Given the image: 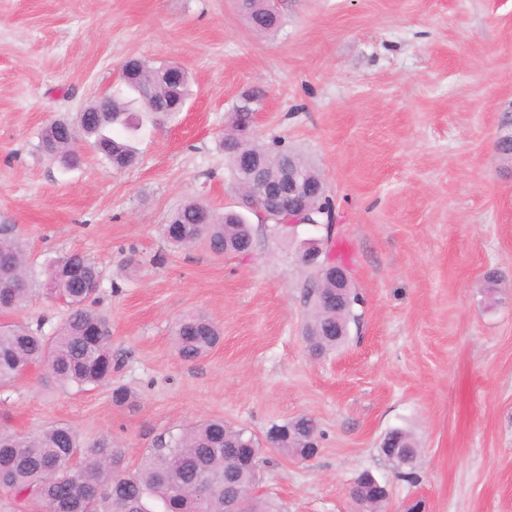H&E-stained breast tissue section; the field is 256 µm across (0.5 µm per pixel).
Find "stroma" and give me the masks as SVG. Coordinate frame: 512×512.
<instances>
[{
  "mask_svg": "<svg viewBox=\"0 0 512 512\" xmlns=\"http://www.w3.org/2000/svg\"><path fill=\"white\" fill-rule=\"evenodd\" d=\"M275 33L238 0H0V218L15 224L33 283L79 252L102 270L96 308L112 329L111 382L78 392L33 368L0 388V429L59 423L109 438L137 467L161 435L221 418L264 437L299 415L322 434L300 462L267 448L256 487L276 512H355L354 480L389 488L387 512H512V0H278ZM142 58L184 69L183 112L146 122L136 166L91 149L63 169L37 148L51 121L119 86ZM260 93L249 141L298 153L322 174L333 229L254 224L250 255L161 228L188 200L233 208L220 145L236 105ZM323 240L363 302L348 343L313 355L302 334ZM67 312L33 291L8 319L52 334ZM205 313L223 341L187 362L174 326ZM134 398L114 405L112 390ZM418 446L417 483L380 446ZM382 444H388L390 447H382L384 456L387 458V448H417V443L413 436L401 429L395 428L390 430L384 437ZM388 459V458H387ZM388 461H390L388 459ZM391 462V461H390ZM394 466V469L397 471L399 476L408 482H415L417 479L416 473L414 472V463H409L408 465H398L391 462Z\"/></svg>",
  "mask_w": 512,
  "mask_h": 512,
  "instance_id": "stroma-1",
  "label": "stroma"
}]
</instances>
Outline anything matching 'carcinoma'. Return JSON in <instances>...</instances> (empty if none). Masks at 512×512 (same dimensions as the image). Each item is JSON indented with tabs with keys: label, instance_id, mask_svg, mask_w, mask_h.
I'll list each match as a JSON object with an SVG mask.
<instances>
[{
	"label": "carcinoma",
	"instance_id": "obj_1",
	"mask_svg": "<svg viewBox=\"0 0 512 512\" xmlns=\"http://www.w3.org/2000/svg\"><path fill=\"white\" fill-rule=\"evenodd\" d=\"M242 10L253 27L273 32L282 18L269 0H243ZM122 87L96 100L78 113L76 121H53L41 133V149L63 163L77 162L78 134L94 138L93 148L114 168L136 162V153L127 140L114 138L107 130L115 124L127 132L138 130L135 114L165 112L177 114L190 95V82L184 71L178 81L165 83L161 69L139 58L124 63ZM150 83L155 99H145L140 90ZM244 151L252 154L269 175L279 172L283 159L293 160L301 173L316 184H324L319 171L306 159L288 151L247 142ZM312 222L333 224V209L327 195L309 206ZM166 242L188 247L201 241L216 253L251 250L253 237L248 218L226 210L218 216L206 204L189 200L170 213L162 227ZM26 254L13 224H0V314L21 308L32 293L26 267ZM44 283L54 286V297L67 306V314L53 335L32 330L18 323H0V387L29 368H44L64 386L83 389L99 386L112 378L111 335L108 319L95 309V295L101 277L98 265L85 255L71 253L46 266ZM311 311L304 327L311 351L320 355L342 347L349 337V325L357 323L355 306L359 293L351 287L340 305L325 302L332 292L330 281L321 276L313 282ZM222 339L220 328L202 314L182 317L174 344L180 358L194 361L212 350ZM317 431L315 422L301 418L275 424L265 440L244 428L210 419L170 434L147 450L140 466L126 464V451L102 438L83 446L69 425L56 424L35 434L0 430V489L15 498L36 499L50 512H153L150 501L162 504L163 512H224V494L256 484L259 460L250 466L241 463L247 448L274 447L289 458L301 457L307 450L309 434ZM383 443L392 448H414L413 436L401 429L390 430ZM56 465L50 471V465ZM352 499L365 500L366 512H381L387 497L368 494L358 482Z\"/></svg>",
	"mask_w": 512,
	"mask_h": 512
}]
</instances>
